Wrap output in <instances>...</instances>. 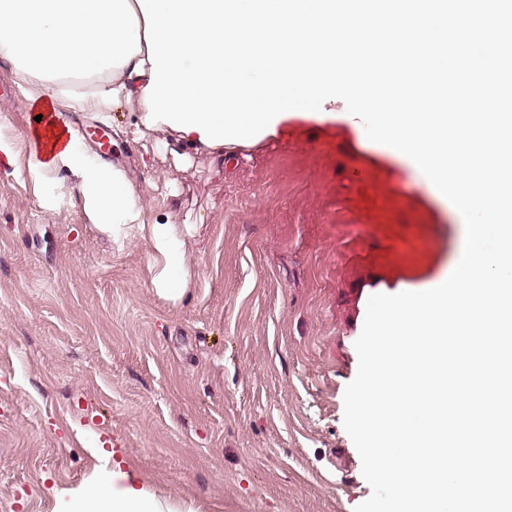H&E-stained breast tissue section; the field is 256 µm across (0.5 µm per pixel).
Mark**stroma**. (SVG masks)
<instances>
[{"label": "stroma", "mask_w": 512, "mask_h": 512, "mask_svg": "<svg viewBox=\"0 0 512 512\" xmlns=\"http://www.w3.org/2000/svg\"><path fill=\"white\" fill-rule=\"evenodd\" d=\"M32 110L1 65L0 512H57L56 488L107 452L185 512H354L371 488L343 394L367 302L447 268L451 212L341 116L298 113L220 166L194 148L175 161L171 131L137 130L127 106H62L147 216L196 218L175 303L149 242H114L74 178L36 195Z\"/></svg>", "instance_id": "obj_1"}]
</instances>
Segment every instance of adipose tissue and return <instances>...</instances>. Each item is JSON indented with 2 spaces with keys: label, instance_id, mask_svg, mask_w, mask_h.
Returning <instances> with one entry per match:
<instances>
[{
  "label": "adipose tissue",
  "instance_id": "ef3b65f1",
  "mask_svg": "<svg viewBox=\"0 0 512 512\" xmlns=\"http://www.w3.org/2000/svg\"><path fill=\"white\" fill-rule=\"evenodd\" d=\"M144 29L137 0H0V62L13 67L36 107L66 99L83 111L106 112L125 104L142 120L151 73ZM27 167L39 186L59 172L76 178L85 208L113 236L147 234L153 288L172 301L183 298L192 280L190 223L167 214L143 223L135 180L99 162L75 135L52 151L32 139ZM58 501L61 512H178L117 465L60 490Z\"/></svg>",
  "mask_w": 512,
  "mask_h": 512
}]
</instances>
